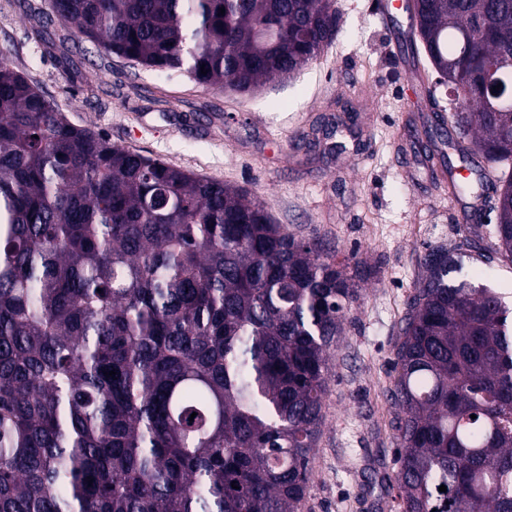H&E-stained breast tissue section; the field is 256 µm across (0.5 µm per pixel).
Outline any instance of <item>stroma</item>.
I'll return each instance as SVG.
<instances>
[{
    "label": "stroma",
    "instance_id": "obj_1",
    "mask_svg": "<svg viewBox=\"0 0 512 512\" xmlns=\"http://www.w3.org/2000/svg\"><path fill=\"white\" fill-rule=\"evenodd\" d=\"M335 8L338 34L317 59L252 95L105 55L52 0H0V60L70 123L247 190L288 232L348 259L359 296L333 348L301 512H391L398 327L426 248H454L473 229V196L438 186L473 166L446 147L455 132L438 120L450 100L437 72L431 96L411 82L412 20L382 21L378 0ZM460 276L512 300V262H468Z\"/></svg>",
    "mask_w": 512,
    "mask_h": 512
}]
</instances>
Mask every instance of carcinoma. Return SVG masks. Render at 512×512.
Returning a JSON list of instances; mask_svg holds the SVG:
<instances>
[{
  "label": "carcinoma",
  "mask_w": 512,
  "mask_h": 512,
  "mask_svg": "<svg viewBox=\"0 0 512 512\" xmlns=\"http://www.w3.org/2000/svg\"><path fill=\"white\" fill-rule=\"evenodd\" d=\"M413 2L448 148L511 161L512 95L476 91L512 0ZM53 8L107 55L243 95L337 33L328 0ZM493 192L489 236L428 248L401 321L395 512H512V309L450 277L512 262V178ZM358 292L246 191L73 125L0 61V512H297Z\"/></svg>",
  "instance_id": "obj_1"
}]
</instances>
